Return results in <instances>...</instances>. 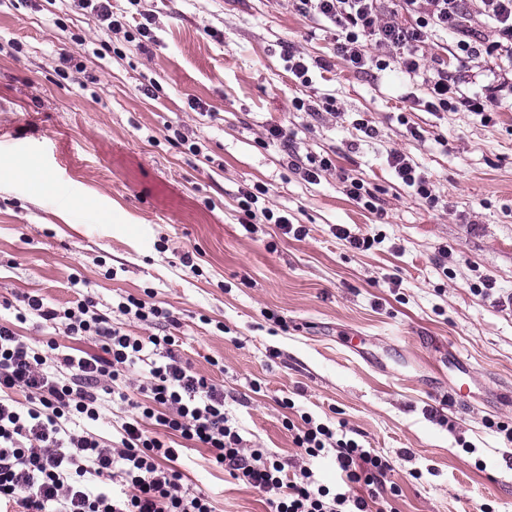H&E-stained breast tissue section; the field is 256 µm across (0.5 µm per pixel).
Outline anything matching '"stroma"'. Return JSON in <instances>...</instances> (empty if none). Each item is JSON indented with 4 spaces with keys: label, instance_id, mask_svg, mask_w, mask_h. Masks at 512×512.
I'll list each match as a JSON object with an SVG mask.
<instances>
[{
    "label": "stroma",
    "instance_id": "obj_1",
    "mask_svg": "<svg viewBox=\"0 0 512 512\" xmlns=\"http://www.w3.org/2000/svg\"><path fill=\"white\" fill-rule=\"evenodd\" d=\"M112 12L111 32L72 0H0V163L42 174L0 179V304L89 298L148 337L157 326L117 311L122 297L148 299L173 315L182 360L223 386L247 445L296 459L289 399L391 461L396 512H512V444L496 429L512 419V307L500 303L512 293V96L488 124L427 111L423 88L393 69L353 70L291 0H112ZM456 41L436 32L421 52L482 93L501 59L453 60ZM291 48L327 69L301 84ZM327 97L335 113L293 105ZM279 125L292 152L269 135ZM392 149L431 175L437 206L401 184ZM292 154L335 168L311 184ZM343 173L376 211L345 194ZM247 190L305 237L245 230ZM339 224L373 246L351 248ZM486 277L494 290L474 292ZM463 381L457 406L448 392ZM179 468L215 512H270L204 449H182Z\"/></svg>",
    "mask_w": 512,
    "mask_h": 512
}]
</instances>
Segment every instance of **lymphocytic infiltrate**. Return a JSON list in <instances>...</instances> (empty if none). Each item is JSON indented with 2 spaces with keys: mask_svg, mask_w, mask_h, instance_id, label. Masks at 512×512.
Wrapping results in <instances>:
<instances>
[{
  "mask_svg": "<svg viewBox=\"0 0 512 512\" xmlns=\"http://www.w3.org/2000/svg\"><path fill=\"white\" fill-rule=\"evenodd\" d=\"M300 14L334 29L336 51L357 70L395 68L420 79L432 111L457 107L484 114L495 103L496 85L485 95L461 93L459 76L427 66L419 54L429 32L457 35V49L478 57L505 49L512 59V0H481L495 25L496 39L484 38L463 24L466 0H293ZM406 12L410 24L395 21ZM380 54L367 50L368 43ZM387 162L398 179L419 198L436 205L434 183L406 153L389 151ZM62 322L67 335L92 336L97 354L63 355L48 362L37 344L0 324V504L21 512H214L202 494L191 492L177 467L180 452L173 438L205 448L212 464L268 497L273 512H389L397 486H385L388 459L337 433L309 414L285 426L301 455L334 454L349 489L331 492L312 470L288 476L277 456L247 447L224 409V391L194 373L172 350L171 336L142 338L101 313L92 300L58 310L42 298L29 297L18 321L27 316ZM142 369L145 379L131 384L128 373ZM16 390L28 399H13ZM123 403L131 412L117 423L118 448L95 433L71 429L74 418L98 421L108 405ZM367 495L351 492V485Z\"/></svg>",
  "mask_w": 512,
  "mask_h": 512,
  "instance_id": "f902f5d3",
  "label": "lymphocytic infiltrate"
}]
</instances>
